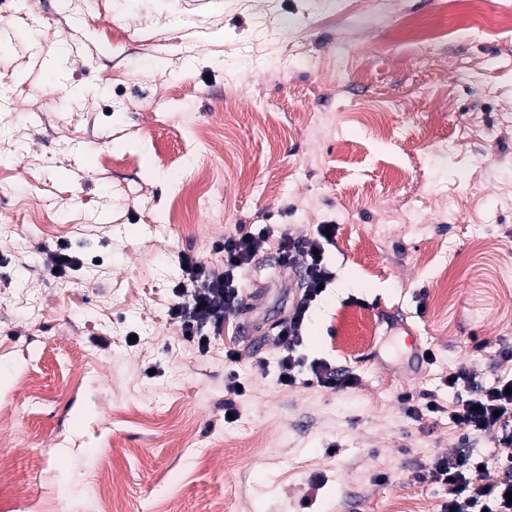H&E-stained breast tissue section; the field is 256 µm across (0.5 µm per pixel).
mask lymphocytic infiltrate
Returning a JSON list of instances; mask_svg holds the SVG:
<instances>
[{"instance_id":"obj_1","label":"lymphocytic infiltrate","mask_w":512,"mask_h":512,"mask_svg":"<svg viewBox=\"0 0 512 512\" xmlns=\"http://www.w3.org/2000/svg\"><path fill=\"white\" fill-rule=\"evenodd\" d=\"M274 236L281 240L282 265L297 270L304 284L299 299L281 324L280 334L287 343L279 360L281 377L296 379L298 371L305 368L318 386L332 389L353 386L356 378L352 373L337 369L325 359L306 360L297 352L303 343L310 310L322 294V286L330 285L335 278L326 262L327 248L334 245L335 240L328 237L326 225H317L314 235L303 240L275 235L269 225L255 233L241 231L225 236L214 244L215 252L224 256L219 265L197 255H182L184 280L174 290L170 319L180 323L184 337L196 343L199 352H207L212 336L219 334L224 320L241 309L240 272L255 262ZM476 378V371L467 369L446 378L448 388L463 387L474 392L472 398L453 409L446 411L438 403L429 402L421 408L410 406L409 413L419 418L427 412L444 411L468 431L498 429V443L507 450L506 455L498 459L501 478L486 481L483 458L470 452L431 457L424 465L423 476L446 487L445 512H512V503L507 500L512 493V378L498 380L485 388L477 387Z\"/></svg>"}]
</instances>
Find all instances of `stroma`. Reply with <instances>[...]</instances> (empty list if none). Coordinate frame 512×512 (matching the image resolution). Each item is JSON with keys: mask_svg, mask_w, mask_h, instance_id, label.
I'll return each mask as SVG.
<instances>
[{"mask_svg": "<svg viewBox=\"0 0 512 512\" xmlns=\"http://www.w3.org/2000/svg\"><path fill=\"white\" fill-rule=\"evenodd\" d=\"M505 106L512 26L480 35L468 0H0V512H101L100 471L122 512H440L422 465L461 450L498 480L443 381L512 377ZM265 224L336 225L301 352L355 385L279 384L278 239L208 354L170 322L180 255ZM79 266L80 259L67 252V248H60L59 251L50 254L46 263L50 273L57 278L65 276L69 270H76ZM54 268H58V271L54 272ZM237 385H241L242 391L237 390ZM224 392L225 396H231V398L225 399L224 402V420L225 422H233L240 416L235 399L244 396L247 392V388L237 381L234 374H230L225 384ZM229 413H233V419L228 418Z\"/></svg>", "mask_w": 512, "mask_h": 512, "instance_id": "35a3bbf8", "label": "stroma"}]
</instances>
